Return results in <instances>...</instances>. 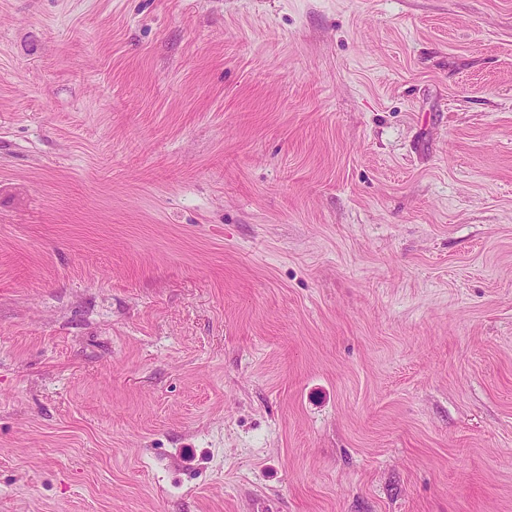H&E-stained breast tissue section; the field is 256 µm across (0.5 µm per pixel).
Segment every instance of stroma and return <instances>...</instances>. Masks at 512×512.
I'll return each mask as SVG.
<instances>
[{"instance_id":"1","label":"stroma","mask_w":512,"mask_h":512,"mask_svg":"<svg viewBox=\"0 0 512 512\" xmlns=\"http://www.w3.org/2000/svg\"><path fill=\"white\" fill-rule=\"evenodd\" d=\"M0 512H512V0H0Z\"/></svg>"}]
</instances>
